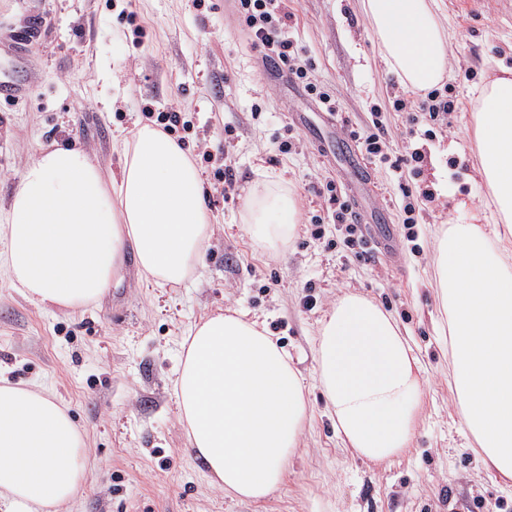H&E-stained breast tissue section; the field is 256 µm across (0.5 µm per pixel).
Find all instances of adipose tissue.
Segmentation results:
<instances>
[{
  "label": "adipose tissue",
  "mask_w": 512,
  "mask_h": 512,
  "mask_svg": "<svg viewBox=\"0 0 512 512\" xmlns=\"http://www.w3.org/2000/svg\"><path fill=\"white\" fill-rule=\"evenodd\" d=\"M382 55L403 85L441 83L448 40L436 0H362ZM492 223L454 224L437 240L433 286L448 317L451 386L483 463L512 482V76L480 87L474 108ZM119 177L75 145L43 148L22 172L0 224V273L33 304L58 311L97 303L126 251L159 287L201 262L214 217L201 171L164 131L119 136ZM301 220L287 184L260 174L241 222L276 254ZM504 244L490 249L491 240ZM173 391L190 451L226 494L260 501L288 472L308 416L307 387L285 349L254 321L217 311L184 336ZM316 382L345 448L385 463L410 446L421 396L418 359L395 319L350 294L322 321ZM89 450L66 408L45 391L0 385V512H69Z\"/></svg>",
  "instance_id": "1"
}]
</instances>
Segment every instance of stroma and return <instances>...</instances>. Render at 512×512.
<instances>
[{"instance_id": "stroma-1", "label": "stroma", "mask_w": 512, "mask_h": 512, "mask_svg": "<svg viewBox=\"0 0 512 512\" xmlns=\"http://www.w3.org/2000/svg\"><path fill=\"white\" fill-rule=\"evenodd\" d=\"M448 38L456 110L427 144L423 164L391 172L368 164L370 192L350 189L336 153V128L301 86L266 75L247 41L234 0H0V219L20 173L41 147L77 142L105 171H118L114 137L145 122V110L181 112L176 136L205 179L216 218L203 263L179 286L158 288L126 254L97 304L73 312L40 308L0 274V377L34 383L68 406L90 448L86 490L72 512H512V485L475 453L448 387L444 315L432 286L433 245L468 224L487 188L480 176L474 91L512 68V0L474 11L437 0ZM296 51L314 66L340 117L362 131L380 108L399 154L417 145L409 114L395 111L404 89L382 58L361 0H288ZM134 13L128 23L126 13ZM292 128L294 147L277 140ZM235 176L225 194L219 169ZM266 171L287 182L301 210L293 239L271 255L240 221L245 197ZM356 204L366 235L393 229L391 251L347 256L335 225L313 237L326 182ZM435 200L407 238L403 189ZM357 293L389 311L421 366L422 403L410 449L376 465L342 448L314 386L319 322L336 300ZM264 322L310 388L309 416L288 476L267 499L237 502L215 488L191 455L176 415L172 381L189 326L216 310Z\"/></svg>"}]
</instances>
